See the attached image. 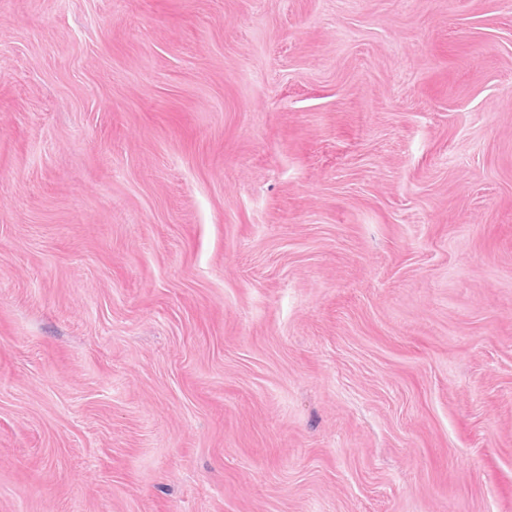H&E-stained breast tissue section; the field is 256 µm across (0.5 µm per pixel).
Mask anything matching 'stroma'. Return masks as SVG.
<instances>
[{"label": "stroma", "instance_id": "35a3bbf8", "mask_svg": "<svg viewBox=\"0 0 512 512\" xmlns=\"http://www.w3.org/2000/svg\"><path fill=\"white\" fill-rule=\"evenodd\" d=\"M0 512H512V0H0Z\"/></svg>", "mask_w": 512, "mask_h": 512}]
</instances>
